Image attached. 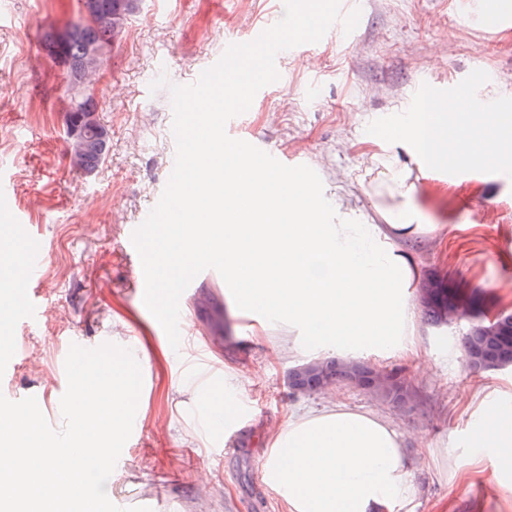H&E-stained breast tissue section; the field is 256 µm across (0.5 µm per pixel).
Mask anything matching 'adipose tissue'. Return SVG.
Segmentation results:
<instances>
[{
	"mask_svg": "<svg viewBox=\"0 0 512 512\" xmlns=\"http://www.w3.org/2000/svg\"><path fill=\"white\" fill-rule=\"evenodd\" d=\"M396 146L370 157L369 194L384 224L328 223L343 197L311 190L298 174L270 171L246 148H226L212 127L193 137L181 176L178 213L161 230L162 284L195 258L222 261L229 287L255 311L298 328L322 350L390 340L408 316L406 295L419 275L396 242L417 235L413 172L449 157L512 158V124L486 106L430 113L426 124L393 117ZM475 444L512 468V407L480 406ZM264 482L288 512H387L411 491L398 433L381 418L343 405L291 416L265 444Z\"/></svg>",
	"mask_w": 512,
	"mask_h": 512,
	"instance_id": "obj_1",
	"label": "adipose tissue"
}]
</instances>
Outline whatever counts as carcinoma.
Wrapping results in <instances>:
<instances>
[{
  "label": "carcinoma",
  "mask_w": 512,
  "mask_h": 512,
  "mask_svg": "<svg viewBox=\"0 0 512 512\" xmlns=\"http://www.w3.org/2000/svg\"><path fill=\"white\" fill-rule=\"evenodd\" d=\"M141 0H93L95 21L82 27L63 46L55 38L47 40L51 58L60 60L68 78V90L76 101V110L67 115L66 136L74 163L92 172L106 159L109 133L105 126L96 131L86 118L96 114L98 104L86 91V43H111L122 35L129 20L140 10ZM423 320L434 327H445L451 316L467 321L462 333L461 349L467 366L474 372L492 371L512 366V312L501 311L493 318L482 316L479 298L448 281L431 274L419 288ZM339 385L358 388L382 402L406 406L415 400L411 387L397 374L386 372L362 360L320 358L302 363L288 372V387L296 393H325Z\"/></svg>",
  "instance_id": "obj_1"
}]
</instances>
